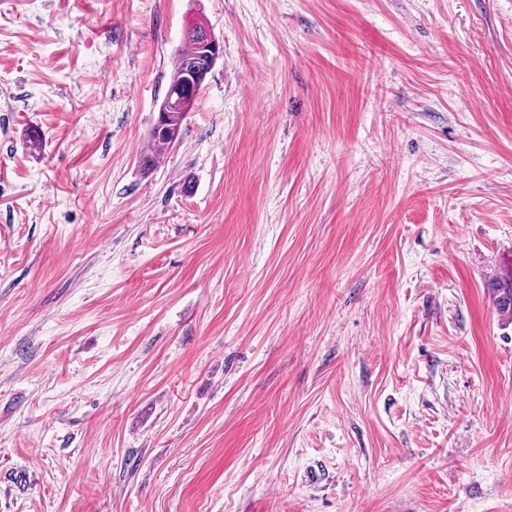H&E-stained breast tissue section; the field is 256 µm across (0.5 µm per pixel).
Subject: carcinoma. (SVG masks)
Segmentation results:
<instances>
[{
    "mask_svg": "<svg viewBox=\"0 0 512 512\" xmlns=\"http://www.w3.org/2000/svg\"><path fill=\"white\" fill-rule=\"evenodd\" d=\"M215 42V36L204 26L185 32L182 46L173 57L167 89L149 133L148 142L152 149L143 152L140 158L143 169L149 171L156 167L162 151L171 145L173 137L179 136L187 113L194 109L184 103L190 95L187 81L192 79L204 84L216 64L212 49ZM487 288L491 291L501 327L512 326V269L492 277Z\"/></svg>",
    "mask_w": 512,
    "mask_h": 512,
    "instance_id": "cac0c4a2",
    "label": "carcinoma"
}]
</instances>
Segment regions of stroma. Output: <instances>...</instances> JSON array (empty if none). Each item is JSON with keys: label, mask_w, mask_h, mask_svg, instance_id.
Returning <instances> with one entry per match:
<instances>
[{"label": "stroma", "mask_w": 512, "mask_h": 512, "mask_svg": "<svg viewBox=\"0 0 512 512\" xmlns=\"http://www.w3.org/2000/svg\"><path fill=\"white\" fill-rule=\"evenodd\" d=\"M510 268L512 0H0V512H512ZM213 43L219 42L205 26L191 28L185 32L182 46L173 57L167 89L149 133L148 142L153 150L144 151L140 158L143 170L149 171L156 167L162 151L171 145L174 136L179 137L183 121L187 113L194 109L198 95L193 99L192 105L184 103L183 100L191 93L187 81L198 79L199 89L203 88L207 75L219 59L213 58ZM169 99L179 101L172 105ZM487 288L491 291L500 325L507 329L512 326V269L492 277Z\"/></svg>", "instance_id": "35a3bbf8"}]
</instances>
